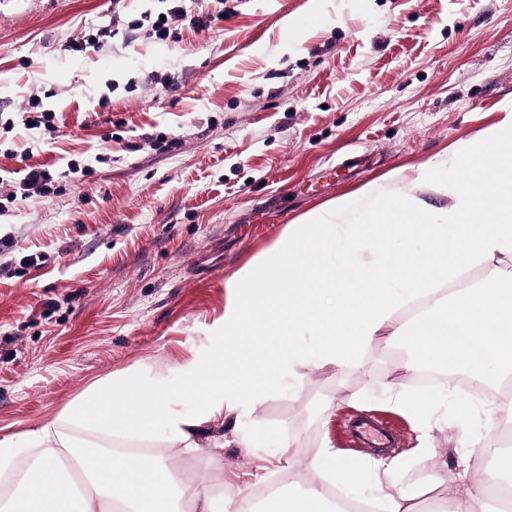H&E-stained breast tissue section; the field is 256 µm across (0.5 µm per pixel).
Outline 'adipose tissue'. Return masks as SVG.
Returning <instances> with one entry per match:
<instances>
[{
	"label": "adipose tissue",
	"instance_id": "1",
	"mask_svg": "<svg viewBox=\"0 0 512 512\" xmlns=\"http://www.w3.org/2000/svg\"><path fill=\"white\" fill-rule=\"evenodd\" d=\"M276 253L227 282L224 315L211 329L224 349L189 364L179 386L133 368L107 375L48 423L0 439V473L17 474L0 512H211L206 481H186L168 459L134 447L159 438L195 455L209 424L265 397L249 363L293 378L301 366L352 364L374 340L421 348L442 368L443 392L454 393L456 377L468 374L474 393L512 423V274L452 286L477 261L512 258L511 112L413 177L391 170L304 215ZM305 266L317 275L300 276ZM286 334L295 338L288 348L264 342ZM185 395L198 401L193 414L176 406ZM22 448L34 459L21 470ZM402 465L373 459L340 469L332 448H320L303 463L319 482L299 495L277 493L268 512H327L329 483L350 490L362 472L390 475Z\"/></svg>",
	"mask_w": 512,
	"mask_h": 512
}]
</instances>
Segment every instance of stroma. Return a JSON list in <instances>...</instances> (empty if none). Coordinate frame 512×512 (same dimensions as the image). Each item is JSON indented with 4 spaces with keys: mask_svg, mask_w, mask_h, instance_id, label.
Here are the masks:
<instances>
[{
    "mask_svg": "<svg viewBox=\"0 0 512 512\" xmlns=\"http://www.w3.org/2000/svg\"><path fill=\"white\" fill-rule=\"evenodd\" d=\"M168 7L0 0V113L33 100L57 127L0 133V174L25 150L81 169L0 209V438L110 373L179 385L186 363L216 351L226 283L272 258L288 225L393 169L412 175L512 107V0H323L317 15L311 0H209V29L183 21L178 41L149 38ZM114 22L101 47L67 50ZM419 359L368 343L357 365L299 369L293 388L226 414L223 447L177 463L219 484L225 512L261 483L300 491L312 480L300 463L321 445L364 459L348 423L367 415L397 436L387 455L405 466L383 483L362 476L366 501L431 476L440 487L415 512H436L469 456L512 483L484 453L498 410L434 392L425 439L389 402L387 383L414 386L404 365ZM287 436L299 466L274 469Z\"/></svg>",
    "mask_w": 512,
    "mask_h": 512,
    "instance_id": "obj_1",
    "label": "stroma"
}]
</instances>
